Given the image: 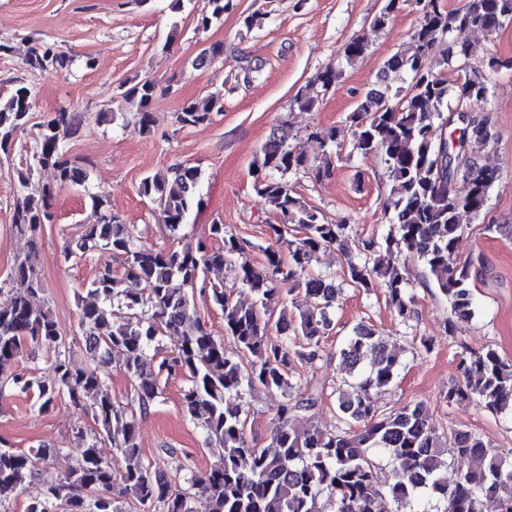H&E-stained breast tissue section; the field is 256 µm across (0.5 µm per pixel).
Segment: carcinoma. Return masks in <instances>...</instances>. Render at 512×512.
<instances>
[{
  "instance_id": "cac0c4a2",
  "label": "carcinoma",
  "mask_w": 512,
  "mask_h": 512,
  "mask_svg": "<svg viewBox=\"0 0 512 512\" xmlns=\"http://www.w3.org/2000/svg\"><path fill=\"white\" fill-rule=\"evenodd\" d=\"M420 21L412 33L416 44L410 55L395 54L384 72L410 77L407 92L396 102L386 92H366L349 115L352 151L380 155L391 188L384 202L389 230L382 241L362 242L342 268L343 282L369 293L385 290L386 301L401 321L411 317L412 296L407 264L386 261L376 255L385 248L405 253L425 270L428 283L447 301L450 313L468 321L475 312L471 288L479 274L481 257L454 260L464 228L463 213L480 214L498 180L499 171L484 166L478 153L491 135L487 121L473 113V106L489 92L490 75L512 68V59L491 56L482 67L469 65L468 46L447 44L454 31H494L512 21V0H474L462 11L445 12L438 0H416ZM231 0H207L197 18L206 30L224 18ZM33 69L72 65V60L43 45L28 59ZM456 66L457 78L448 85L445 71ZM340 77L327 68L298 89L293 103L302 111L316 109L323 94ZM155 85L140 81L121 91L119 98L139 116L142 129H150V107ZM31 91L19 83L0 99V151L14 141L29 120ZM224 111L218 93L186 101L176 113L184 126L200 125ZM463 131L468 152L455 155L446 127ZM81 119L57 112L41 125L29 166L17 171L19 193L12 222L31 241L52 219L55 190L43 186L40 199L26 193L37 169L52 168L59 181L81 186L86 171L66 157V142L79 137ZM309 137L328 149L315 178L323 180L334 170L333 153L340 148L336 130L316 129ZM288 129H272L259 156L252 163L253 189L280 217L268 225V237L279 248L267 247L266 260L255 264L244 256V245L224 225L212 224L209 237L193 246L157 250L141 241L133 224L112 212L103 195H92L100 219L88 225L64 247V258L86 257L99 250L125 256L120 275L106 269L89 284L93 301L80 308L79 325L84 337L96 340L98 349L87 348V364L76 367L66 352H58L46 377H0V396L5 392H37L35 406L47 410L60 395L91 412L97 425L92 435L83 433L84 450L77 466L61 482L42 488L26 512H123L120 499L132 497L144 512H378L379 501L388 497L396 512H433L432 502L443 503L441 512H482L486 500L497 512H512V462L504 459L475 433L454 432L457 456L471 462L450 483L445 477L438 428L419 404L379 410L377 396L388 391L401 368L399 353L374 328L360 323L338 350L342 374L336 384L337 423L330 430L314 426L298 431L290 416L308 411L315 399L293 394L296 362L319 357L342 288L336 277L316 272L321 254L345 250L344 224H328L288 185L285 176L307 169V158L288 143ZM201 172L195 166L174 164L145 177L140 193L156 205L160 219L173 234L187 223L203 200L199 193ZM219 239L215 247L211 240ZM228 267L234 279L249 289L255 302L243 305L221 285L202 288L224 314V347L201 324L187 287H195L205 270ZM14 274L26 283L23 291L0 305V367L15 359L26 344H64L59 325L41 303L42 287L33 269L21 262ZM178 280L181 286H173ZM304 293L309 306L288 316L287 300ZM174 336L172 357H164L158 372L188 380L182 394L185 415L201 430L205 442L224 448L218 462L204 472L190 471L187 488L172 490L168 473L144 461L138 442L137 411L146 410L159 397L153 372L146 368L150 350H158L160 337ZM120 350L124 371L135 382L134 397L124 403L112 396L100 352ZM375 352L370 364L365 353ZM462 381L448 387L444 399L452 405L477 398L495 413L512 417V363L489 347L459 361ZM279 392L284 401L276 411L279 428L261 446L245 429L247 417L241 404L244 390ZM124 457L125 470L116 475L101 455L102 440ZM387 452L401 462L391 482L379 480L373 456ZM58 453L41 446L25 452L0 439V505L24 484L36 464Z\"/></svg>"
}]
</instances>
